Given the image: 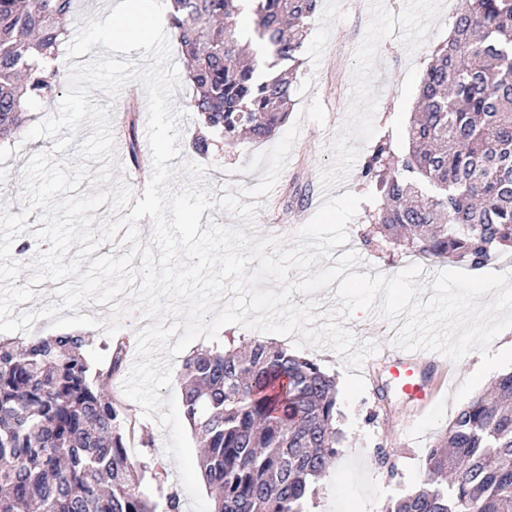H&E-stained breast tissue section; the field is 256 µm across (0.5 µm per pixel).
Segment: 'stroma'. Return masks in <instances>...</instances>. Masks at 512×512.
Returning <instances> with one entry per match:
<instances>
[{
	"label": "stroma",
	"instance_id": "stroma-1",
	"mask_svg": "<svg viewBox=\"0 0 512 512\" xmlns=\"http://www.w3.org/2000/svg\"><path fill=\"white\" fill-rule=\"evenodd\" d=\"M462 5L460 0H320L310 22L295 85L294 105L275 135L263 142L244 140L215 149L207 158V182L215 197L231 190L242 203H259L252 232L276 238L292 248L300 218H312L327 198L345 192L362 196L355 219L347 226L348 247L354 249L361 273L393 275L409 266L408 256L365 244L363 237L378 204L371 201L374 183L361 174L365 157L379 140L388 139L403 151V131L413 110L422 77L434 50L448 32ZM110 109L116 158L134 198H142L153 164L147 139L148 103L143 87L126 84L115 102L100 99ZM136 113L138 155L127 150L129 113ZM52 138L11 140L0 151V204L11 213L19 202L22 171L29 158L52 148ZM124 374L102 380L103 391L116 399L134 425L127 442L132 461L144 465L142 488L148 496L175 492L181 512H192L181 485L176 462L166 456L168 431L145 419L140 406L122 390ZM339 427L344 446L335 463L318 482L306 512H381L391 497L417 488L424 475V452L445 432L437 425L421 438L410 437L419 416L387 375L367 385L353 406H340ZM396 450V477H389L376 458L377 447Z\"/></svg>",
	"mask_w": 512,
	"mask_h": 512
}]
</instances>
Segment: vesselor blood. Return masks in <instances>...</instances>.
Listing matches in <instances>:
<instances>
[{"label":"vessel or blood","mask_w":512,"mask_h":512,"mask_svg":"<svg viewBox=\"0 0 512 512\" xmlns=\"http://www.w3.org/2000/svg\"><path fill=\"white\" fill-rule=\"evenodd\" d=\"M366 369L383 368L393 377L400 394L417 409L430 407L443 383L445 368L438 353L406 351L384 343L365 363Z\"/></svg>","instance_id":"1"}]
</instances>
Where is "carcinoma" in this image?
<instances>
[{"label":"carcinoma","mask_w":512,"mask_h":512,"mask_svg":"<svg viewBox=\"0 0 512 512\" xmlns=\"http://www.w3.org/2000/svg\"><path fill=\"white\" fill-rule=\"evenodd\" d=\"M435 51L397 156L381 141L362 174L382 204L374 233L417 258L480 269L512 250V0H464ZM319 0H253L255 30L288 75L242 46L239 0H169L168 26L187 61L189 108L213 138L262 141L285 122L308 21ZM74 0H0V138L17 135L25 103L50 99L67 75L39 68L58 58ZM86 337L62 333L0 341V512H180L141 490L125 415L94 382ZM111 376L128 340L109 346ZM184 416L204 448L201 476L212 512H304L339 454L337 382L314 361L259 339L182 362ZM395 450L377 448L389 476ZM425 479L381 512H512V371L472 398L426 449Z\"/></svg>","instance_id":"carcinoma-1"}]
</instances>
